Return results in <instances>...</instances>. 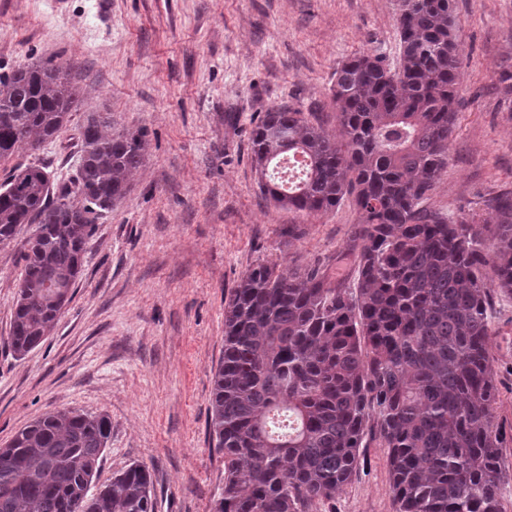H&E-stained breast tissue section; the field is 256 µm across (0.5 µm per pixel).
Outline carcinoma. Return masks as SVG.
Listing matches in <instances>:
<instances>
[{
    "label": "carcinoma",
    "mask_w": 512,
    "mask_h": 512,
    "mask_svg": "<svg viewBox=\"0 0 512 512\" xmlns=\"http://www.w3.org/2000/svg\"><path fill=\"white\" fill-rule=\"evenodd\" d=\"M400 58L362 54L336 69L343 136L297 107L262 113L251 133L259 188L276 205L327 213L353 199L359 223L344 257L351 287L314 268L260 265L224 305V358L209 429L224 453L214 512H310L353 477L368 435L388 450L396 512H505L502 444L489 359L491 289L512 296V201L481 222L422 202L448 166L458 112L453 0H401ZM70 64L0 74V161L53 139L77 104ZM75 173L29 165L0 184V244L37 228L6 344L24 355L54 329L95 224L143 164V131L107 112L81 130ZM305 168L285 187V156ZM111 433L105 414L47 412L0 448V512H154L151 475L132 464L90 492Z\"/></svg>",
    "instance_id": "obj_1"
}]
</instances>
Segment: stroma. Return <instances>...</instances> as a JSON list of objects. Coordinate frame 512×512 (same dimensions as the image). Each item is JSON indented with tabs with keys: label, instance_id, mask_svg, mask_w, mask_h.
I'll use <instances>...</instances> for the list:
<instances>
[{
	"label": "stroma",
	"instance_id": "stroma-1",
	"mask_svg": "<svg viewBox=\"0 0 512 512\" xmlns=\"http://www.w3.org/2000/svg\"><path fill=\"white\" fill-rule=\"evenodd\" d=\"M459 107L448 166L428 207L490 218L512 198V0H455ZM399 0H0V73L47 60L78 71L79 102L57 136L0 162L75 173L89 113L146 130L143 167L99 220L52 333L23 357L3 340L34 227L0 245V448L38 416L107 414L98 472L147 466L155 512H212L224 455L209 430L224 355V304L254 267L335 273L359 214L352 199L305 215L259 189L252 122L293 105L330 134L332 87L357 54L399 62ZM489 352L512 512V296L492 291ZM388 455L364 439L352 480L313 512H395Z\"/></svg>",
	"mask_w": 512,
	"mask_h": 512
}]
</instances>
